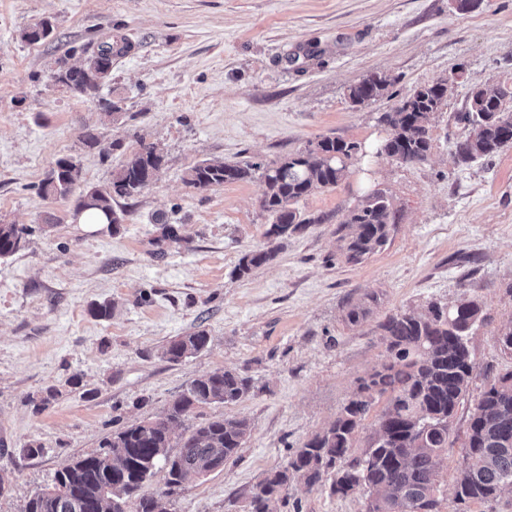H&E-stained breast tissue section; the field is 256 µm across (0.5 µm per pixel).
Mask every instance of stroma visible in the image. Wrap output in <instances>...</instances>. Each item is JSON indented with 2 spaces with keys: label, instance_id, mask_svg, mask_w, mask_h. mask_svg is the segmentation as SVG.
Returning a JSON list of instances; mask_svg holds the SVG:
<instances>
[{
  "label": "stroma",
  "instance_id": "stroma-1",
  "mask_svg": "<svg viewBox=\"0 0 512 512\" xmlns=\"http://www.w3.org/2000/svg\"><path fill=\"white\" fill-rule=\"evenodd\" d=\"M45 18L55 38L23 41ZM111 36L132 50L113 60L101 90L122 107L108 120L98 98L62 89L55 74L59 58L81 63ZM374 73L392 78L388 95L353 104L350 88ZM443 78L454 85L431 121L427 161L377 155L381 114ZM503 83H512V0L467 11L458 0H0V223L28 229L22 248L0 259V512H23L62 464L159 416L189 381L219 369L250 377L248 396L199 410L172 441L209 419L244 417L243 448L179 487L156 470L142 491L167 493L171 512H239L235 496L333 421L385 361L378 323L431 302L472 299L484 316L469 337L476 370L453 420L463 435L486 375L512 371L496 339L512 321V146L456 164L455 116L473 85ZM88 128L98 134L91 148L81 141ZM325 136L363 153L336 187L298 202L323 223L237 276L239 258L269 244L264 184L196 189L186 170L203 159L269 162ZM141 139L164 162L140 196L116 200L126 213L119 228L74 222L72 199L39 195L62 156L79 164L82 186L108 185ZM373 189L391 197L400 223L380 251L346 263L336 226ZM168 222L180 243L163 241ZM103 303L111 317H94ZM364 303L366 319L349 323L348 308ZM198 326L210 336L205 351L161 358L164 344ZM31 444L39 456L26 455ZM364 510L361 493L296 480L275 505Z\"/></svg>",
  "mask_w": 512,
  "mask_h": 512
}]
</instances>
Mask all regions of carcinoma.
I'll return each mask as SVG.
<instances>
[{
    "label": "carcinoma",
    "mask_w": 512,
    "mask_h": 512,
    "mask_svg": "<svg viewBox=\"0 0 512 512\" xmlns=\"http://www.w3.org/2000/svg\"><path fill=\"white\" fill-rule=\"evenodd\" d=\"M54 31V22L45 18L26 29L22 40L39 43ZM128 48L125 39L108 40L83 65L63 59L56 83L94 97L112 73V59L125 55ZM390 85L388 77L372 74L351 87L349 97L356 104L369 103L384 96ZM450 91L449 81L440 79L417 88L395 111L384 113L381 121L389 134L377 154L409 164L425 161L432 147L431 120L448 105ZM511 102L512 86H480L468 97L467 110L459 117L464 127L455 145L457 164L489 159L512 146ZM360 151L357 142L327 136L271 164L202 160L186 171L184 181L210 189L260 173L265 185L261 206L271 218L265 236L286 240L322 223L318 216L302 214L295 204L338 185ZM162 162L156 144L139 140L112 173L110 185L85 189L75 199L76 207L106 224L112 215V227H117L123 216L113 203L140 195L153 183ZM80 181V166L71 157H60L41 181L39 194L65 198ZM399 219L383 191L368 194L336 226L341 255L349 263L362 262L388 243ZM25 234L23 226L1 223L0 258L19 251ZM274 257L272 248L251 250L240 257L236 271L245 276ZM478 310V303L469 300L465 307L430 303L421 313L386 315L377 328L387 360L360 381L334 421L293 449L281 468L240 493L244 512H273V504L293 478L310 490L327 487L332 495L361 491L366 495L365 512H441L440 465L452 444V419L475 370L467 336ZM209 342L208 332L198 327L168 341L161 357L179 362L205 350ZM500 380L497 376L490 381L464 434L452 499L457 505L494 500L512 486V384L505 386ZM250 389L251 379L235 370H216L191 380L160 416L120 428L100 443V455L109 459L112 470L93 454L73 458L56 471L50 485L29 499L24 512H117L116 502L127 504V512H169L167 504L139 494L159 464L172 455L178 458L179 468L169 473L168 484L179 486L233 459L250 434L244 417L217 418L192 428L173 453V427L199 407L237 403ZM385 393L405 394L415 405L410 408L399 397L389 401L355 456L363 422L376 398ZM334 472L337 477L326 484V476Z\"/></svg>",
    "instance_id": "1"
}]
</instances>
